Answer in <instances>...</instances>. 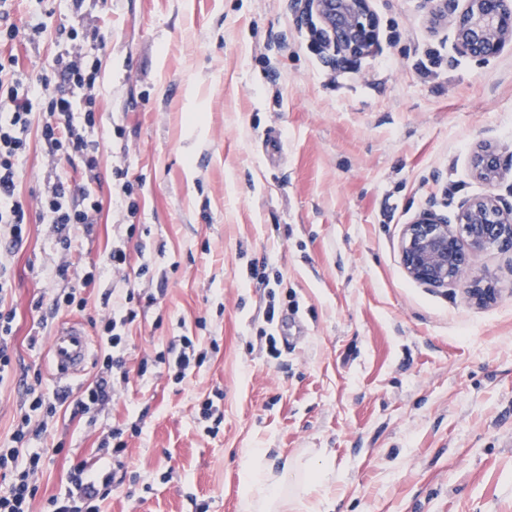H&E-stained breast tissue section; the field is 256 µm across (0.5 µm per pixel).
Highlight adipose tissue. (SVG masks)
Instances as JSON below:
<instances>
[{"instance_id": "ef3b65f1", "label": "adipose tissue", "mask_w": 512, "mask_h": 512, "mask_svg": "<svg viewBox=\"0 0 512 512\" xmlns=\"http://www.w3.org/2000/svg\"><path fill=\"white\" fill-rule=\"evenodd\" d=\"M324 472L284 460L274 465L265 451L246 455L240 467L238 512H321L316 493Z\"/></svg>"}]
</instances>
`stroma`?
<instances>
[{"label":"stroma","mask_w":512,"mask_h":512,"mask_svg":"<svg viewBox=\"0 0 512 512\" xmlns=\"http://www.w3.org/2000/svg\"><path fill=\"white\" fill-rule=\"evenodd\" d=\"M370 7L380 50L338 69L314 50L302 0H12L11 23L42 29L13 45L30 74H52L70 48L61 29L105 37L90 132L101 219L79 234L68 278L51 277L60 252L38 198L55 177L77 191L89 176L78 161L51 167L30 129L27 239L0 257L15 313L0 447L26 386L69 397L29 444L43 459L35 512H51L80 465L116 474L103 512H237L240 463L257 448L310 459L339 512H512V245L472 260L499 290L483 307L460 286L410 279L400 261L418 212L450 216L486 193L471 166L479 143L512 166V49L476 60L418 0ZM274 125L284 147L271 164L261 139ZM118 166L132 218L114 205ZM118 245L147 265L138 287L156 302L125 329L129 385L84 414L73 400L99 372L115 284L107 274L81 289V312L53 301ZM271 300L289 336L273 350ZM67 318L87 330L91 356L59 380L49 341ZM185 336L210 352L177 384L159 357ZM207 398L217 411L204 420ZM115 428L127 443L119 469L99 449ZM115 180L121 184V193L118 197L117 204L121 210H126L130 216H134L138 211V203L132 199L133 184L128 180V172L123 168L113 169Z\"/></svg>","instance_id":"stroma-1"}]
</instances>
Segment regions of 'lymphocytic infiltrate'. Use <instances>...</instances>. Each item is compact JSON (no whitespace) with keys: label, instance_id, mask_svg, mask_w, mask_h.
<instances>
[{"label":"lymphocytic infiltrate","instance_id":"f902f5d3","mask_svg":"<svg viewBox=\"0 0 512 512\" xmlns=\"http://www.w3.org/2000/svg\"><path fill=\"white\" fill-rule=\"evenodd\" d=\"M98 66L89 62L82 51L74 50L57 59V78L31 79L25 77L14 56L0 54V237L9 248L21 247L27 235L29 211L22 202L18 189V166L29 149L28 131L33 121L32 101L45 102L40 127L42 139L51 146L53 156L77 160L87 171L99 165V145L91 140L88 131L96 124V97L94 95ZM87 90L83 115H75L73 88ZM102 210L97 195L88 188L73 193L65 181H57L40 199V211L56 236L64 254H71L75 233L79 228L94 224ZM134 290H127L122 302L112 307L101 321V332L109 347L105 354L101 376L76 399L82 411L104 409L112 400L116 388L129 382V372L118 350L123 342L121 330L137 317ZM28 409L16 421L11 444L0 448V476L10 484L0 494V512H32L37 482L42 472L40 454H24L25 444L40 435V428L32 424L31 414L43 409L54 414V407L46 406L42 394L27 388ZM71 489L66 499L50 498L55 512H100L104 500L103 489L111 483L110 475H87L77 469L69 476Z\"/></svg>","mask_w":512,"mask_h":512}]
</instances>
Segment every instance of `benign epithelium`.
<instances>
[{"mask_svg":"<svg viewBox=\"0 0 512 512\" xmlns=\"http://www.w3.org/2000/svg\"><path fill=\"white\" fill-rule=\"evenodd\" d=\"M432 20L453 29L455 48L478 60L498 56L512 46V0H420ZM311 15V32L324 42L336 65L362 58L379 46V21L369 0H303ZM476 175L489 191L459 202L454 222L432 209L405 225L401 262L406 274L434 288L461 284L467 298L486 303L496 291L485 275L470 276L471 257L505 241L512 242V204L496 193L512 170L503 166L497 149L480 146L473 156Z\"/></svg>","mask_w":512,"mask_h":512,"instance_id":"1","label":"benign epithelium"}]
</instances>
